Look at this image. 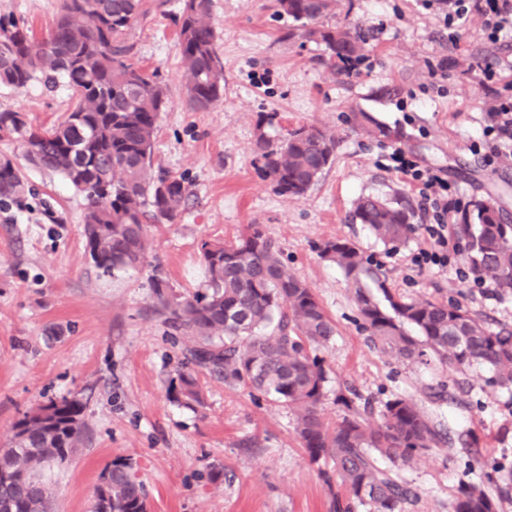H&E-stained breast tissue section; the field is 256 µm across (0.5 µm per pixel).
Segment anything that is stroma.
I'll return each instance as SVG.
<instances>
[{
	"label": "stroma",
	"instance_id": "35a3bbf8",
	"mask_svg": "<svg viewBox=\"0 0 512 512\" xmlns=\"http://www.w3.org/2000/svg\"><path fill=\"white\" fill-rule=\"evenodd\" d=\"M60 0H0L35 35L54 22ZM183 0H143L144 17L128 34L134 61L167 89L152 167L190 184L172 224L149 227L144 265L104 273L85 250L84 196L62 176L33 166L17 141L0 139L30 187L22 201L0 205V446L24 414L51 401L84 405V440L46 477L53 512H91L101 474L129 463L146 490L149 512H330L331 496L296 433L288 409L201 373V406L173 402L190 337L170 329L152 300L160 267L174 292L203 290L202 242H233L257 224L280 247L292 272L315 291L336 334L319 350L328 370L323 408L335 422L341 390H355L380 413L394 394L413 397L451 436L468 445L434 448L400 475L419 493L406 512H448L462 476L494 489L496 464L512 465V393L491 386L483 369L442 370L372 349L344 271L318 252L340 238L355 244L392 293L408 300H453L490 327H512V296L480 295L454 271L417 272L411 257L428 244V218L417 189L390 167L398 146L420 166L443 169L464 206L490 200L512 213V158L485 169L471 147L493 99L475 66L512 82V39L488 44L474 16L449 38L437 10L421 0H338L329 27L360 26L370 48L352 70L331 73L323 45L285 39L292 21L275 0H212L210 23L224 61L220 104L193 111L177 42ZM447 69H440V62ZM71 107L65 86H0V110L22 112L49 127ZM373 113L396 135L359 131L356 112ZM268 136L306 125L336 139L333 165L307 194L276 193L254 150L257 123ZM398 199L412 207L415 230L399 247L378 240L350 215L359 197Z\"/></svg>",
	"mask_w": 512,
	"mask_h": 512
}]
</instances>
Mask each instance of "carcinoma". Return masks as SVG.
Returning a JSON list of instances; mask_svg holds the SVG:
<instances>
[{
    "mask_svg": "<svg viewBox=\"0 0 512 512\" xmlns=\"http://www.w3.org/2000/svg\"><path fill=\"white\" fill-rule=\"evenodd\" d=\"M334 0H277L278 11L300 26L297 35L325 47L322 63L343 70L369 44L359 28L312 27ZM142 0H62L53 27L38 40L14 18L0 16V86L22 89L34 80L63 83L70 91V112L55 125L33 130L22 113L0 111V138L16 136L34 166L63 176L88 202L84 214L87 253L106 272L145 262L148 224H171L182 213L189 188L185 179L150 174L152 142L160 113L168 107L166 88L141 79L144 70L131 60L128 30L137 21ZM211 0H184L176 24L190 105L207 110L223 99L224 62L209 22ZM358 127L373 138L393 132L369 112L355 114ZM256 153L274 191L301 197L332 164L335 138L316 127H299L277 139L259 131ZM24 179L13 161L0 157V201L16 200ZM414 212L375 196L358 198L352 221L368 225L385 244L398 246L414 232ZM468 240V261L476 276L512 294V224L491 202L479 201L458 224ZM355 284L354 301L373 346L392 358L431 364L437 360L463 372L474 366L489 373L492 386L512 388V329L485 326L455 303L404 300L390 293L368 259L353 243L336 239L319 246ZM206 289L177 295L159 274L151 277L155 307L175 330L192 338L178 384L176 403L201 404L197 375L224 376V383L261 392L294 415L296 431L313 463L331 462L336 481L349 500L334 494L336 512L353 504L368 512H404L417 501L414 488L397 472L421 453L442 448L449 438L411 398L394 394L379 420L371 408L355 406L341 393L345 411L335 425L322 414L327 372L324 359L310 349L326 346L335 325L313 289L282 260L274 241L254 224L230 243L201 245ZM371 280L379 300L366 289ZM53 415H24L13 437L0 448V469L15 479L0 481V505L12 512H50L42 470L65 461L82 442L83 404L76 399L51 402ZM385 457L392 466L379 462ZM124 461L105 468L107 488H97L92 512H148L143 486ZM450 512H497L495 496L464 481Z\"/></svg>",
    "mask_w": 512,
    "mask_h": 512,
    "instance_id": "cac0c4a2",
    "label": "carcinoma"
}]
</instances>
